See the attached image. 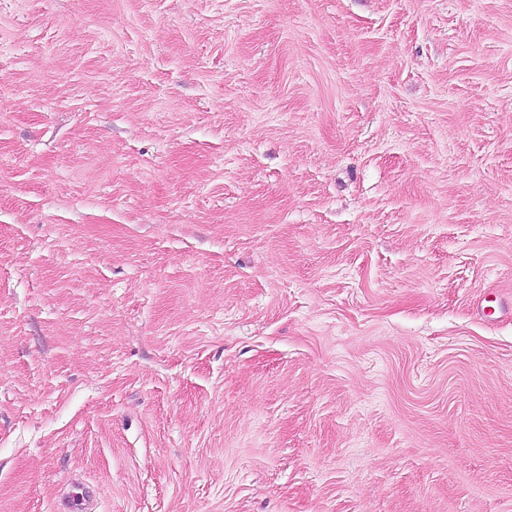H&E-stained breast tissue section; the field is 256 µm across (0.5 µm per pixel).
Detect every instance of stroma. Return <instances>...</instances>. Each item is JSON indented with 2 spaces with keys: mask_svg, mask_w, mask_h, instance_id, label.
<instances>
[{
  "mask_svg": "<svg viewBox=\"0 0 512 512\" xmlns=\"http://www.w3.org/2000/svg\"><path fill=\"white\" fill-rule=\"evenodd\" d=\"M512 512V0H0V512Z\"/></svg>",
  "mask_w": 512,
  "mask_h": 512,
  "instance_id": "35a3bbf8",
  "label": "stroma"
}]
</instances>
